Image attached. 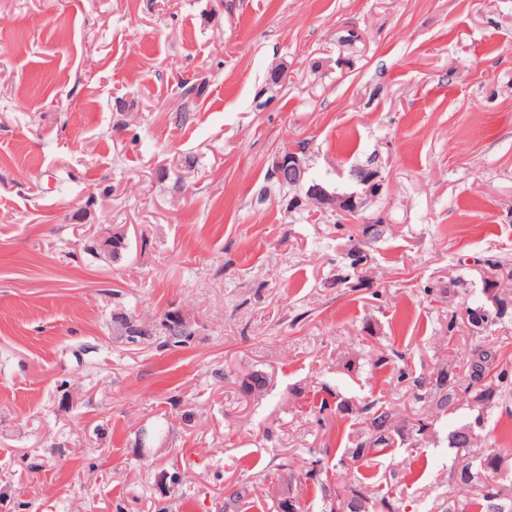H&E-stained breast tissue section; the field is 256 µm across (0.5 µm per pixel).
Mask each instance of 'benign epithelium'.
<instances>
[{"label":"benign epithelium","instance_id":"7a95c632","mask_svg":"<svg viewBox=\"0 0 512 512\" xmlns=\"http://www.w3.org/2000/svg\"><path fill=\"white\" fill-rule=\"evenodd\" d=\"M304 152L299 149L289 150L272 159L270 175L281 184L306 187V196L318 202L325 209L336 210L342 214H352L362 207L363 197L376 194L381 188L382 176L378 168H365L358 175L362 185V194L351 193L337 195L331 193L322 184L307 183Z\"/></svg>","mask_w":512,"mask_h":512}]
</instances>
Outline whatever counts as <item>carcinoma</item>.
<instances>
[{
  "label": "carcinoma",
  "mask_w": 512,
  "mask_h": 512,
  "mask_svg": "<svg viewBox=\"0 0 512 512\" xmlns=\"http://www.w3.org/2000/svg\"><path fill=\"white\" fill-rule=\"evenodd\" d=\"M484 291L489 293L484 308L489 317L476 325L475 333L493 334L495 326L505 317L509 302L499 292L502 281L512 278V271L488 259ZM192 334L161 324L158 347H179L188 343ZM508 342H477L465 358L464 373L459 375L443 369L433 381L412 380L413 398L419 410L411 417L386 400L375 399L351 409L338 401L336 407L354 415L360 429L338 433L346 444L336 466L354 464L350 481L334 490L336 501L329 512H401L402 498L387 489L384 493L366 494L368 476L361 467L372 457L389 454L398 448L416 451L433 433L439 417L448 412L459 399L468 395L473 403V420L448 433V447L457 449L458 458L448 475L445 499L436 504L438 512H512V495L504 486V456L497 448V438L489 435L484 448L474 452L476 429L485 425L487 411L492 407H509L512 402V367L502 362V347ZM310 467L304 478L312 480L322 492L329 491L321 476L332 471L328 451L309 450Z\"/></svg>",
  "instance_id": "1"
}]
</instances>
